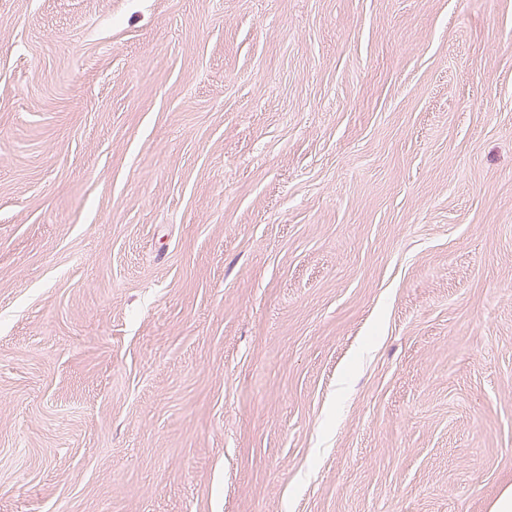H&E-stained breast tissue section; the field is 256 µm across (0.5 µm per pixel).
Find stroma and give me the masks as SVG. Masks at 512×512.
<instances>
[{
    "label": "stroma",
    "instance_id": "obj_1",
    "mask_svg": "<svg viewBox=\"0 0 512 512\" xmlns=\"http://www.w3.org/2000/svg\"><path fill=\"white\" fill-rule=\"evenodd\" d=\"M512 0H0V512H491Z\"/></svg>",
    "mask_w": 512,
    "mask_h": 512
}]
</instances>
